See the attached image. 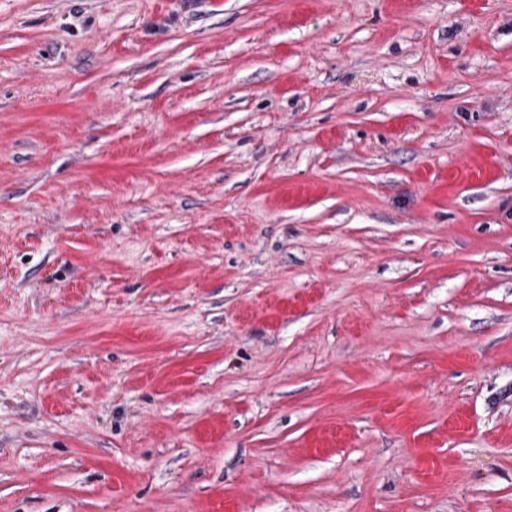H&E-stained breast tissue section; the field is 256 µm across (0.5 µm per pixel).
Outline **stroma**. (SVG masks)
Segmentation results:
<instances>
[{"instance_id": "stroma-1", "label": "stroma", "mask_w": 512, "mask_h": 512, "mask_svg": "<svg viewBox=\"0 0 512 512\" xmlns=\"http://www.w3.org/2000/svg\"><path fill=\"white\" fill-rule=\"evenodd\" d=\"M0 512H512V0H0Z\"/></svg>"}]
</instances>
